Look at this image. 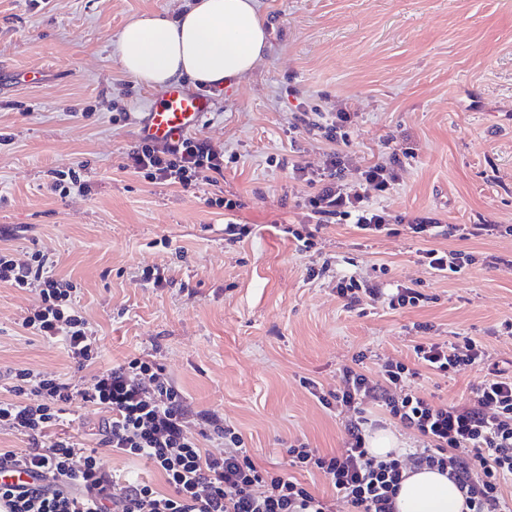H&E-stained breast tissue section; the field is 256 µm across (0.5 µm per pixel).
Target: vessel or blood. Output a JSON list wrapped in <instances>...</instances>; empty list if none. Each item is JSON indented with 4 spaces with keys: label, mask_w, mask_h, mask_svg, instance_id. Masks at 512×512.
<instances>
[{
    "label": "vessel or blood",
    "mask_w": 512,
    "mask_h": 512,
    "mask_svg": "<svg viewBox=\"0 0 512 512\" xmlns=\"http://www.w3.org/2000/svg\"><path fill=\"white\" fill-rule=\"evenodd\" d=\"M212 110L210 97L181 86L162 91L138 129L140 135L159 143H170L196 130Z\"/></svg>",
    "instance_id": "obj_1"
}]
</instances>
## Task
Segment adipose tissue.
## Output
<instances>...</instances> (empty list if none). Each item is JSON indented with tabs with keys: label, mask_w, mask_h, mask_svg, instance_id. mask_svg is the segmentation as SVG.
Instances as JSON below:
<instances>
[{
	"label": "adipose tissue",
	"mask_w": 512,
	"mask_h": 512,
	"mask_svg": "<svg viewBox=\"0 0 512 512\" xmlns=\"http://www.w3.org/2000/svg\"><path fill=\"white\" fill-rule=\"evenodd\" d=\"M267 48L254 0H194L171 21L143 16L118 41L121 66L146 84L185 81L227 85L251 73ZM397 512H463L455 483L428 468L408 469L396 497Z\"/></svg>",
	"instance_id": "1"
}]
</instances>
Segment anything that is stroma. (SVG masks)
<instances>
[{"label":"stroma","instance_id":"35a3bbf8","mask_svg":"<svg viewBox=\"0 0 512 512\" xmlns=\"http://www.w3.org/2000/svg\"><path fill=\"white\" fill-rule=\"evenodd\" d=\"M191 3L0 0V249L22 260L42 252L76 283L100 350L77 368L62 344L21 328L35 289L0 284V375L29 368L81 390L97 369L150 359L192 407L223 414L257 464L282 469L297 442L341 453L352 417L323 408L302 378L328 390L348 367L375 378L386 361L413 364L426 338L471 337L488 354L447 377L420 369L415 387L434 403L465 402L489 368L512 372V335L501 331L512 320V236L433 239L503 259L443 279L418 263L423 240L402 229L367 240L330 224L307 252L287 234L309 221L310 188L293 166L320 168L335 150L349 189L362 168L396 161L393 188L368 192L391 215L512 225V0H257L269 47L255 69L227 86L187 85L213 98L195 135L225 161L186 191L122 167L160 90L121 68L117 43L131 19L175 20ZM300 103L350 113L347 143L294 130ZM74 167L85 189L52 191L54 171ZM211 197L239 201L233 218L248 236L225 243ZM153 266L168 286L142 281ZM340 271L430 300L359 312L336 295ZM104 420L77 397L59 429L94 448Z\"/></svg>","mask_w":512,"mask_h":512}]
</instances>
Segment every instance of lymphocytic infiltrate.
<instances>
[{
    "mask_svg": "<svg viewBox=\"0 0 512 512\" xmlns=\"http://www.w3.org/2000/svg\"><path fill=\"white\" fill-rule=\"evenodd\" d=\"M125 165L153 183L188 190L221 172L224 156L191 136L165 145L142 137L128 149ZM343 165V154L334 151L320 170L296 169L298 179L311 188L305 206L312 224L291 232L302 250L313 247L317 227L331 222L353 225L367 238L392 232L393 216L369 205L367 191L390 190L397 180L394 167L378 163L365 167L357 189L350 191L339 181ZM405 228L423 240L512 234L511 224L447 225L427 215L408 220ZM418 260L443 278L477 263L492 267L500 262L493 254L479 260L470 253L440 248L420 249ZM0 284L37 288V302L23 318V328L62 343L77 367L98 360L92 326L73 307L77 287L55 278L46 255L35 253L21 261L1 249ZM335 291L351 309L382 302L399 310L426 299L418 289L402 284L386 288L353 273L337 275ZM413 351L418 363L442 375L471 369L487 358L484 347L470 338L450 345L421 342ZM414 376L407 364L390 361L376 379L345 368L342 386L336 391L304 380L318 403L355 411L356 417L346 426L342 454L294 444L287 450L291 470L285 473L256 464L235 427L217 412L194 410L163 368L150 360L133 358L99 370L92 385L79 392L62 379L18 369L0 389V428L24 436L28 446L0 448V463L25 467L36 482L0 483V503L6 512H109L113 502L120 504V512H331L328 500L298 480L303 472L323 476L355 512H396L395 499L406 468L427 467L447 474L459 486L466 512H512V497L504 491L512 483V375L493 372L463 405H439L426 399L411 387ZM30 392L40 396V404L25 401ZM77 395L106 414L102 447L148 460L163 478L166 491L139 481L117 486L100 466L99 449L52 433L64 406ZM368 402L425 438L426 446L405 456L371 455L365 438L369 420L362 414ZM204 438L223 441V455L201 448Z\"/></svg>",
    "mask_w": 512,
    "mask_h": 512,
    "instance_id": "1",
    "label": "lymphocytic infiltrate"
}]
</instances>
